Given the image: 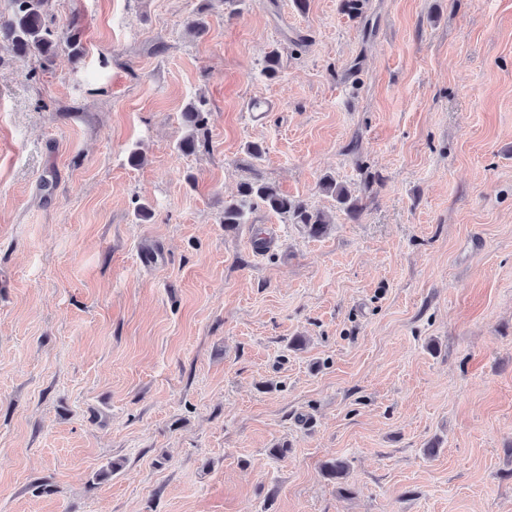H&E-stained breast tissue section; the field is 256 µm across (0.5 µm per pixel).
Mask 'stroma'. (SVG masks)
<instances>
[{"label": "stroma", "instance_id": "1", "mask_svg": "<svg viewBox=\"0 0 512 512\" xmlns=\"http://www.w3.org/2000/svg\"><path fill=\"white\" fill-rule=\"evenodd\" d=\"M340 3L54 0L82 58L0 52V512H512V0ZM253 176L327 232L225 231ZM206 102L204 97L199 96L189 101L183 109L182 116L190 130L177 144V150L182 154H194L201 147H204L207 142L206 128L208 112L205 107ZM321 188L326 193L332 195L336 202L351 214L356 215L359 209L358 201L353 197L351 190L342 183H337L336 179L331 176L323 177Z\"/></svg>", "mask_w": 512, "mask_h": 512}]
</instances>
